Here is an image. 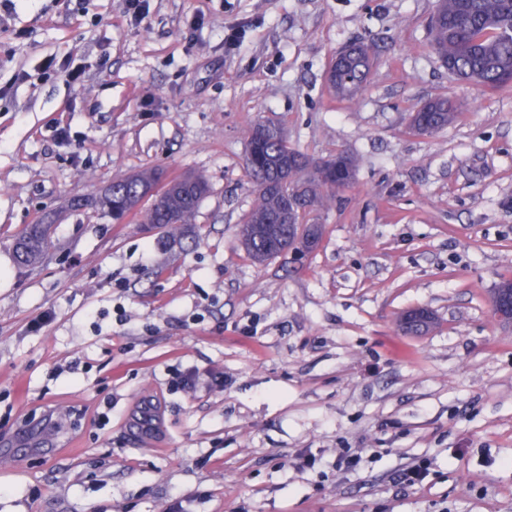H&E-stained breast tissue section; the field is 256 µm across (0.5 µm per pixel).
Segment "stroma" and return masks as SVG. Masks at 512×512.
Returning <instances> with one entry per match:
<instances>
[{"instance_id": "stroma-1", "label": "stroma", "mask_w": 512, "mask_h": 512, "mask_svg": "<svg viewBox=\"0 0 512 512\" xmlns=\"http://www.w3.org/2000/svg\"><path fill=\"white\" fill-rule=\"evenodd\" d=\"M435 8L144 0L138 21L128 0H0V512H512V326L490 308L512 274V89L449 76ZM357 39L376 65L333 98ZM448 93L462 119L411 133ZM257 120L358 161L309 217L318 247L262 266L237 237ZM145 168L207 179L193 223L98 209ZM41 221L50 255L18 268ZM416 307L436 325L404 334ZM47 225L28 224L13 241L12 252L19 268H33L41 264L48 249Z\"/></svg>"}]
</instances>
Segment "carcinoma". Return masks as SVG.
I'll return each instance as SVG.
<instances>
[{"label": "carcinoma", "mask_w": 512, "mask_h": 512, "mask_svg": "<svg viewBox=\"0 0 512 512\" xmlns=\"http://www.w3.org/2000/svg\"><path fill=\"white\" fill-rule=\"evenodd\" d=\"M512 28V0H438L430 22L431 43L439 60L451 65L455 79L496 91L512 87V36L501 31ZM358 49L335 65L336 75L330 88L339 96H354L371 73L375 47L359 40L343 46ZM463 116V105L444 94L425 102L410 115L409 130L421 128L420 136L433 135L456 124ZM288 138L283 129L273 124L266 129L263 147L254 162L246 166V175L254 196L251 209L239 225L238 236L250 259L263 264L274 258L273 246L288 238L290 231L306 223V216L323 207L350 182L343 177H330L309 162L292 159L288 173L293 180L288 188L295 192L296 210L285 208L283 192L271 183L277 181V163L283 158ZM160 180L154 169L118 176L106 189L101 207L122 221L129 216L140 217L141 223L165 227L190 224L202 200L209 191L207 181L200 175L185 174L168 181L151 202H144L140 190L150 188ZM48 249L47 228L44 224H29L13 241L12 252L16 265L33 268L41 264Z\"/></svg>", "instance_id": "cac0c4a2"}]
</instances>
